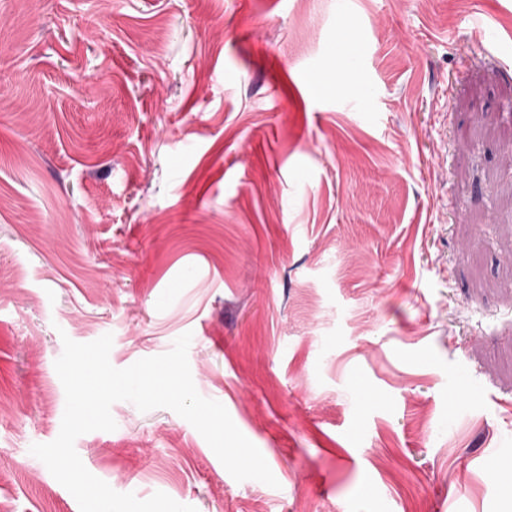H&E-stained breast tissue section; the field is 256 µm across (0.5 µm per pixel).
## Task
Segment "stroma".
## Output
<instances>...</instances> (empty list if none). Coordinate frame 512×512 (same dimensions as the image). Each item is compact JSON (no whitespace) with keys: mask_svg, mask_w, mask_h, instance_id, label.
Returning <instances> with one entry per match:
<instances>
[{"mask_svg":"<svg viewBox=\"0 0 512 512\" xmlns=\"http://www.w3.org/2000/svg\"><path fill=\"white\" fill-rule=\"evenodd\" d=\"M191 333L185 419L77 438L197 512H512V0H0V512H80L63 337Z\"/></svg>","mask_w":512,"mask_h":512,"instance_id":"35a3bbf8","label":"stroma"}]
</instances>
